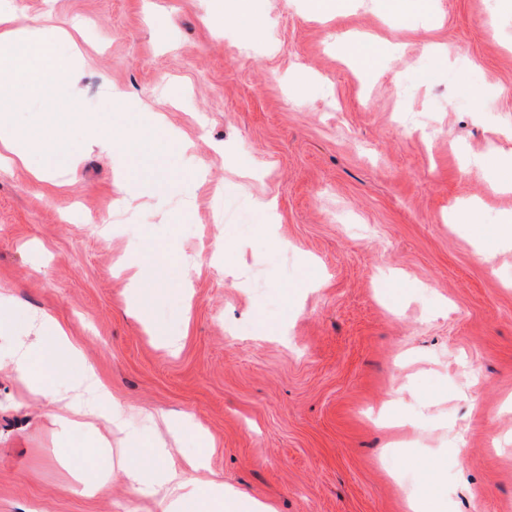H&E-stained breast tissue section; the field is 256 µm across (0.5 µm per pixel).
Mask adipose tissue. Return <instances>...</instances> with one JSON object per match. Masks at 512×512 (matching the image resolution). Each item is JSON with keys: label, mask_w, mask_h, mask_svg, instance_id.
<instances>
[{"label": "adipose tissue", "mask_w": 512, "mask_h": 512, "mask_svg": "<svg viewBox=\"0 0 512 512\" xmlns=\"http://www.w3.org/2000/svg\"><path fill=\"white\" fill-rule=\"evenodd\" d=\"M60 41L59 30H33L16 9L0 4V112L10 111L35 92L62 100L77 118L80 132L57 133L44 156L47 165L72 169L86 147L111 146L115 118L107 108L86 111L74 81L82 55L61 52ZM11 360L29 393L58 403L62 431L80 429L94 435V421L102 417L126 429L127 446L119 459L90 456L98 488H105L112 477H121L135 495L160 497L164 512H274L271 505L236 489L212 479L200 480L199 472L208 468V453L199 452L185 465H176L161 439L129 424L126 411L53 315L29 320L25 334L16 339ZM64 387L69 390L65 396L60 393Z\"/></svg>", "instance_id": "1"}]
</instances>
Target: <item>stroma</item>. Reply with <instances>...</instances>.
Returning a JSON list of instances; mask_svg holds the SVG:
<instances>
[{
	"label": "stroma",
	"mask_w": 512,
	"mask_h": 512,
	"mask_svg": "<svg viewBox=\"0 0 512 512\" xmlns=\"http://www.w3.org/2000/svg\"><path fill=\"white\" fill-rule=\"evenodd\" d=\"M251 4L16 0L72 32L89 110L151 103L164 123L131 146L114 125L111 151L43 182L0 164V350L51 313L135 425L191 414L215 478L276 512H406L415 495L512 512V240L496 235L512 189L466 165L512 154V14L493 30L485 0H430L399 26L386 0ZM8 119L44 138L66 121L43 97ZM119 165L138 207L114 205ZM457 201L480 202L477 224L449 222ZM163 246L193 254L189 282L136 315L131 278ZM83 445L0 362V512H162L119 477L85 490Z\"/></svg>",
	"instance_id": "obj_1"
}]
</instances>
